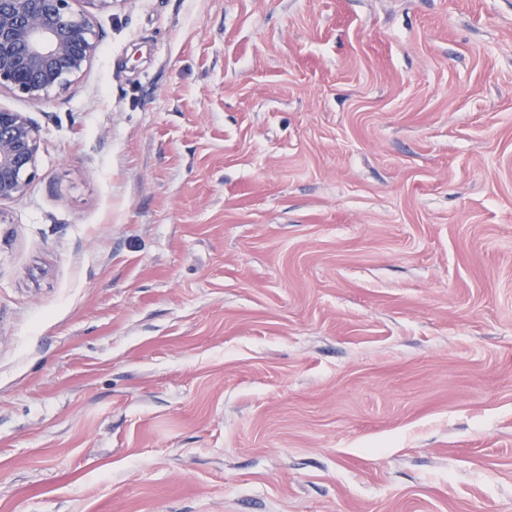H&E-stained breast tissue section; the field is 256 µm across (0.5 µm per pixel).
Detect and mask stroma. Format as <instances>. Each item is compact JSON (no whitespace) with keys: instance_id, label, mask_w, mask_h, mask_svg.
Returning a JSON list of instances; mask_svg holds the SVG:
<instances>
[{"instance_id":"obj_1","label":"stroma","mask_w":512,"mask_h":512,"mask_svg":"<svg viewBox=\"0 0 512 512\" xmlns=\"http://www.w3.org/2000/svg\"><path fill=\"white\" fill-rule=\"evenodd\" d=\"M0 201V512H512V0H116Z\"/></svg>"}]
</instances>
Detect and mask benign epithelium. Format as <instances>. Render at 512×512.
<instances>
[{
	"mask_svg": "<svg viewBox=\"0 0 512 512\" xmlns=\"http://www.w3.org/2000/svg\"><path fill=\"white\" fill-rule=\"evenodd\" d=\"M117 0H0V93L46 104L67 93L95 58L92 13ZM39 127L26 112L0 109V201L22 195L37 178Z\"/></svg>",
	"mask_w": 512,
	"mask_h": 512,
	"instance_id": "obj_1",
	"label": "benign epithelium"
}]
</instances>
